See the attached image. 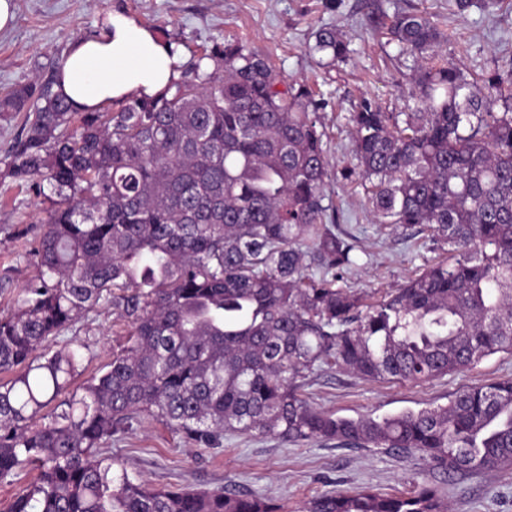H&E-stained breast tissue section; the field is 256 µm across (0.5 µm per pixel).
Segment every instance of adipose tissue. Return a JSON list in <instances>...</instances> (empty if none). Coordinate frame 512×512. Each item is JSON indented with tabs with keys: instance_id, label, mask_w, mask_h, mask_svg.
<instances>
[{
	"instance_id": "obj_1",
	"label": "adipose tissue",
	"mask_w": 512,
	"mask_h": 512,
	"mask_svg": "<svg viewBox=\"0 0 512 512\" xmlns=\"http://www.w3.org/2000/svg\"><path fill=\"white\" fill-rule=\"evenodd\" d=\"M181 63L175 43L136 19L111 12L99 35L73 42L57 73L55 92L82 111L128 98L162 94Z\"/></svg>"
}]
</instances>
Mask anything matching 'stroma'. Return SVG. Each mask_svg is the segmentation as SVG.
Instances as JSON below:
<instances>
[{"mask_svg": "<svg viewBox=\"0 0 512 512\" xmlns=\"http://www.w3.org/2000/svg\"><path fill=\"white\" fill-rule=\"evenodd\" d=\"M13 8L12 26L0 31V95L54 77L72 42L96 35L109 11H121L175 42L187 66L228 40L269 55L289 81L320 93L324 141L337 170L351 160L349 116L363 100L386 112H407L415 105L409 64L387 41L388 16L432 14L439 29L452 36L441 44V54L471 73L512 62V0H501L488 11L473 7L462 15L450 10L448 0H13ZM323 25L343 34L351 49L347 62L329 65L308 54V44ZM326 202L335 208L341 229L359 240L358 266L345 286L376 298L448 256L427 231L377 224L358 183L330 181ZM44 208L33 191H0V313L15 305L36 273L25 253L41 232ZM126 329L125 320L106 305L58 336L54 345L78 344L80 372L87 378L103 372L113 351L126 344ZM510 377L512 355L507 353L425 383L367 381L325 365L307 378L301 393L312 406L339 416L381 417L444 405L463 387ZM105 453L152 487L216 490L232 485L270 500L280 512H305L310 500L336 490L405 493L425 469L412 455L320 439L294 445L236 434L225 436L221 447H198L146 418L113 437ZM441 487L452 512H512V465L450 477Z\"/></svg>", "mask_w": 512, "mask_h": 512, "instance_id": "stroma-1", "label": "stroma"}]
</instances>
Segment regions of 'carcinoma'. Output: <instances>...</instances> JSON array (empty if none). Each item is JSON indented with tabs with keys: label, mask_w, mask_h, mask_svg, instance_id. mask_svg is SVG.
<instances>
[{
	"label": "carcinoma",
	"mask_w": 512,
	"mask_h": 512,
	"mask_svg": "<svg viewBox=\"0 0 512 512\" xmlns=\"http://www.w3.org/2000/svg\"><path fill=\"white\" fill-rule=\"evenodd\" d=\"M389 34L412 57L415 111L363 101L342 178L371 185L378 223L423 226L451 256L373 302L339 285L357 240L328 223L320 103L266 56L228 41L202 56L211 70L198 61L117 112L74 108L52 79L0 97L1 113L23 114L0 180L49 202L36 275L0 317V482L38 470L8 512H279L229 489L151 488L102 454L144 416L207 448L257 433L429 464L410 494L326 493L308 512H448L429 474L512 464V379L383 417H341L300 393L324 365L426 382L512 353V70L479 85L433 63L447 36L427 13L394 15ZM309 50L349 54L326 26ZM108 302L127 345L69 393L78 350H39Z\"/></svg>",
	"instance_id": "1"
}]
</instances>
